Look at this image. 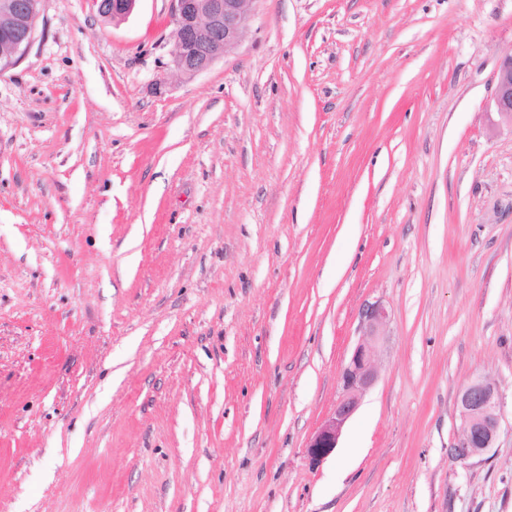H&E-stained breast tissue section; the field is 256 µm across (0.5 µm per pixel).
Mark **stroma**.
<instances>
[{"instance_id":"obj_1","label":"stroma","mask_w":512,"mask_h":512,"mask_svg":"<svg viewBox=\"0 0 512 512\" xmlns=\"http://www.w3.org/2000/svg\"><path fill=\"white\" fill-rule=\"evenodd\" d=\"M173 30L43 0L0 71V512H512V0H255L192 76ZM495 105L498 112L512 123V54L499 68L496 82ZM390 312L382 302L367 305L361 313L362 340L359 342L340 374L341 395L331 414L313 433L305 448L310 465H317L326 459L338 445L343 427L355 413L360 397L375 383L373 359L375 343L383 334L390 321ZM502 397L496 384L476 379L458 392L457 407L461 419L460 432L450 448L457 461H469L494 447L501 421Z\"/></svg>"}]
</instances>
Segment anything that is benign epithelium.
Instances as JSON below:
<instances>
[{
	"label": "benign epithelium",
	"mask_w": 512,
	"mask_h": 512,
	"mask_svg": "<svg viewBox=\"0 0 512 512\" xmlns=\"http://www.w3.org/2000/svg\"><path fill=\"white\" fill-rule=\"evenodd\" d=\"M175 25L170 51L173 65L184 74L208 69L217 59L240 41L255 0H171ZM0 46L9 49L19 61L34 40L40 15L38 0H27L18 7L14 0H0ZM495 105L498 112L512 123V55L499 68ZM390 312L375 302L361 313L362 340L340 374L341 395L331 414L313 433L305 448L309 464L315 466L326 459L338 445L343 427L355 413L360 397L375 383L373 359L375 343L383 336ZM502 397L496 384L476 379L458 392L457 407L461 419L460 432L450 448L457 461H469L494 447L501 421Z\"/></svg>",
	"instance_id": "obj_1"
}]
</instances>
